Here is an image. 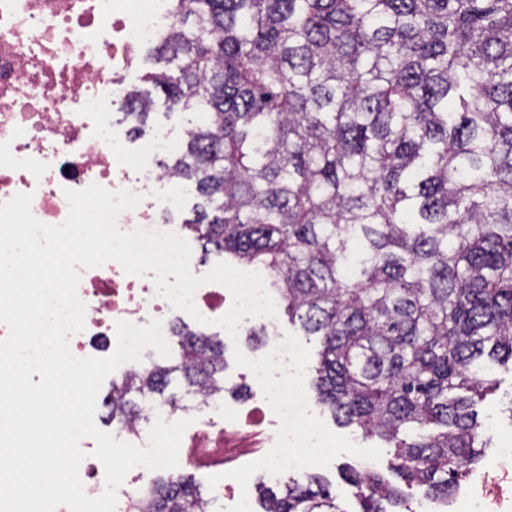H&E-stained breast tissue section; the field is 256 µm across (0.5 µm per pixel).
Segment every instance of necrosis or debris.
<instances>
[{
  "instance_id": "obj_1",
  "label": "necrosis or debris",
  "mask_w": 512,
  "mask_h": 512,
  "mask_svg": "<svg viewBox=\"0 0 512 512\" xmlns=\"http://www.w3.org/2000/svg\"><path fill=\"white\" fill-rule=\"evenodd\" d=\"M173 29L172 0H0V203L32 194L31 212L58 225L69 213L66 190L96 183L143 196L118 226L167 231L165 195L180 138L141 140L128 123L133 74L144 50ZM84 332L69 341L79 358L91 342L115 333V323L162 322L170 332L178 312L157 295L153 273L131 276L110 261L80 271ZM190 463L207 460L231 471L259 460L250 448H230L223 430L199 429L179 448ZM447 512H512V469H481L458 486Z\"/></svg>"
}]
</instances>
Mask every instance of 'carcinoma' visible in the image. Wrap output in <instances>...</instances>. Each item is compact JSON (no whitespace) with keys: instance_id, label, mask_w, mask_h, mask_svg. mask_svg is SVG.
I'll return each instance as SVG.
<instances>
[{"instance_id":"obj_1","label":"carcinoma","mask_w":512,"mask_h":512,"mask_svg":"<svg viewBox=\"0 0 512 512\" xmlns=\"http://www.w3.org/2000/svg\"><path fill=\"white\" fill-rule=\"evenodd\" d=\"M150 79L203 115L174 175L213 212L204 251L269 274L320 344L316 402L394 448L408 486L446 501L487 439L473 398L512 364V0H173ZM175 356L112 385L105 417L177 378L224 396V340L183 324ZM362 512L399 487L347 472ZM147 512H213L193 478L146 487ZM262 512H345L319 477L264 489Z\"/></svg>"}]
</instances>
